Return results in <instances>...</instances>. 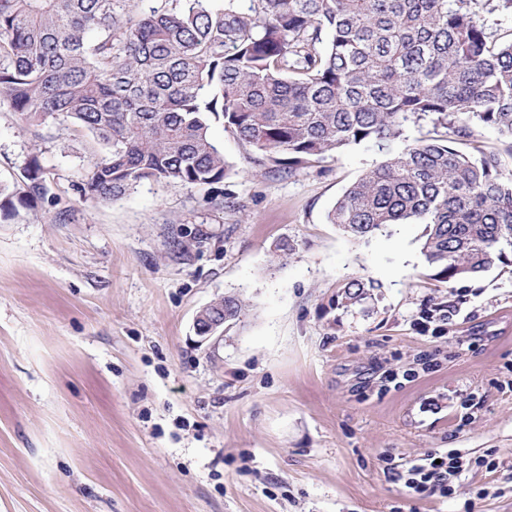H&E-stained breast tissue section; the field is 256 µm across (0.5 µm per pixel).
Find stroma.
<instances>
[{"label": "stroma", "mask_w": 512, "mask_h": 512, "mask_svg": "<svg viewBox=\"0 0 512 512\" xmlns=\"http://www.w3.org/2000/svg\"><path fill=\"white\" fill-rule=\"evenodd\" d=\"M211 134L222 189L102 201L91 134L0 102V184L48 189L0 223V512H512V266L441 287L423 225L329 223L374 147L287 175ZM227 294L241 317L200 341ZM449 450L472 462L451 497L396 480ZM224 302H210L195 316L193 326L202 341H208L224 332V324L239 319L242 303L236 295H224Z\"/></svg>", "instance_id": "stroma-1"}]
</instances>
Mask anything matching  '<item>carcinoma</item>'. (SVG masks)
<instances>
[{"label": "carcinoma", "mask_w": 512, "mask_h": 512, "mask_svg": "<svg viewBox=\"0 0 512 512\" xmlns=\"http://www.w3.org/2000/svg\"><path fill=\"white\" fill-rule=\"evenodd\" d=\"M0 0V101L26 119L70 121L102 155L82 192L112 200L141 181L224 182L210 129L293 172L348 146L383 159L337 199L329 221L369 237L423 224L430 279H475L512 257V0ZM432 129L411 141V125ZM0 188V218L46 193ZM343 285L342 304L366 298ZM242 303L224 296V322Z\"/></svg>", "instance_id": "carcinoma-1"}]
</instances>
